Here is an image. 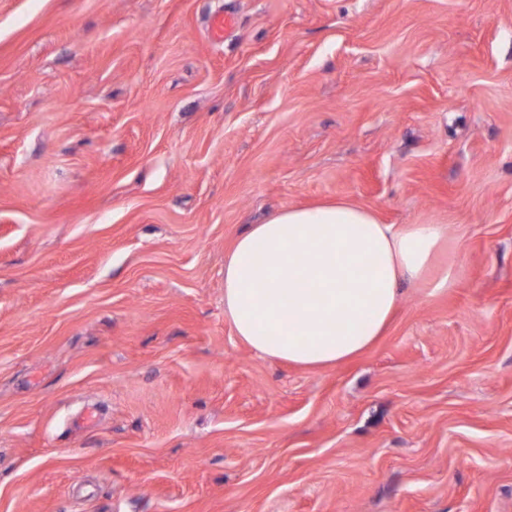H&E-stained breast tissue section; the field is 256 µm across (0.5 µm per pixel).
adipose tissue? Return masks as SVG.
Instances as JSON below:
<instances>
[{
  "label": "adipose tissue",
  "mask_w": 512,
  "mask_h": 512,
  "mask_svg": "<svg viewBox=\"0 0 512 512\" xmlns=\"http://www.w3.org/2000/svg\"><path fill=\"white\" fill-rule=\"evenodd\" d=\"M441 224H383L346 200L289 207L251 225L224 258V313L261 355L333 366L385 332L407 284L444 291L453 269L429 271Z\"/></svg>",
  "instance_id": "ef3b65f1"
}]
</instances>
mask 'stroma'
Wrapping results in <instances>:
<instances>
[{
    "mask_svg": "<svg viewBox=\"0 0 512 512\" xmlns=\"http://www.w3.org/2000/svg\"><path fill=\"white\" fill-rule=\"evenodd\" d=\"M336 199L457 283L267 359L224 257ZM0 512H512V0H0Z\"/></svg>",
    "mask_w": 512,
    "mask_h": 512,
    "instance_id": "1",
    "label": "stroma"
}]
</instances>
